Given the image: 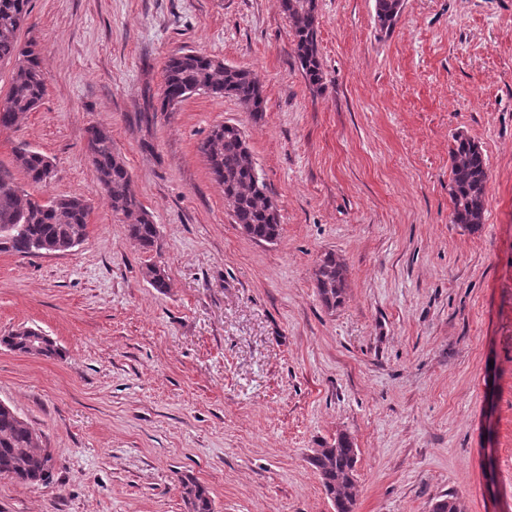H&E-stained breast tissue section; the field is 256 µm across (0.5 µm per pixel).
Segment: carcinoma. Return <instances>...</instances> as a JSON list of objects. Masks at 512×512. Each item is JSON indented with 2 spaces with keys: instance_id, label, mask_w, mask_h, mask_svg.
<instances>
[{
  "instance_id": "carcinoma-1",
  "label": "carcinoma",
  "mask_w": 512,
  "mask_h": 512,
  "mask_svg": "<svg viewBox=\"0 0 512 512\" xmlns=\"http://www.w3.org/2000/svg\"><path fill=\"white\" fill-rule=\"evenodd\" d=\"M30 0H0V63L12 65L10 90L0 102V128L18 124L36 108L45 94L36 44L22 45L17 31L29 15ZM281 9L291 22L294 51L309 84L321 87L323 71L317 50L318 16L313 0H281ZM401 13L400 0H375V21L390 30ZM203 91L237 100L253 116L264 112L262 86L253 73L241 67H224L220 61L193 51L176 54L167 61L160 110L169 111L172 101L191 92ZM91 161L97 179L109 197L112 211L123 216L127 234L146 251L158 249V227L144 209L133 188L131 175L114 148L112 134L97 126L90 143ZM212 175L224 187V197L235 199L234 222L249 237L259 241L279 238L281 224L273 214L276 205L263 183H255L254 161L239 128L219 126L202 143ZM14 165L34 184L46 182L49 158L34 149L20 148ZM488 168L479 146L459 135L452 150V171L448 195L452 203L451 223L466 229L482 224ZM90 206L76 196L54 197L40 202L20 189L10 170L0 168V252L34 255L48 250L72 234L87 236ZM144 277L163 292L168 276L156 263L146 266ZM319 297L329 309L340 306L347 289V268L333 252L324 253L315 269ZM33 427L8 405H0V476L31 485L42 475L41 459L30 457V466L18 470L15 458L35 447ZM357 449L345 433L333 444L309 458L336 512H354L357 497L355 466ZM181 496L187 512H213L207 489L191 476L180 479ZM432 512H463L458 498L445 494L435 499Z\"/></svg>"
}]
</instances>
